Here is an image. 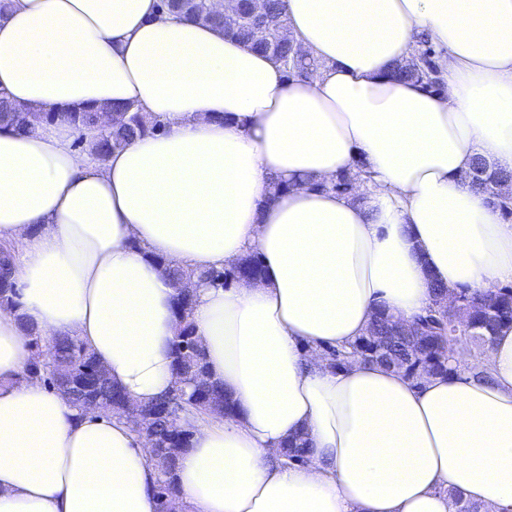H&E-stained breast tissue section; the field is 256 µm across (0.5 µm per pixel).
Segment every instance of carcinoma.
Segmentation results:
<instances>
[{"label":"carcinoma","instance_id":"cac0c4a2","mask_svg":"<svg viewBox=\"0 0 512 512\" xmlns=\"http://www.w3.org/2000/svg\"><path fill=\"white\" fill-rule=\"evenodd\" d=\"M240 18L225 23L224 17L214 15L209 9V0H160L159 8L165 13L179 14L195 21L214 25L234 36L250 49L268 53L275 57L290 77H308L318 69V61L308 55H298L293 45L278 37L277 31L288 26L286 0H238ZM264 28L267 36L260 39L256 30ZM420 49L415 62L396 67L394 76L405 81L418 82L439 91L442 89L438 54L426 36L419 38ZM25 105L0 97V126L8 127L18 134L31 130L25 122ZM49 122H64L79 132L78 142L90 147L98 159H105L114 150L122 149L136 139L158 132L160 121L144 122L138 110L112 105H86L64 108L47 113ZM465 181L483 193L490 203H495L492 193L494 182L512 180V172L491 169L480 157L475 158L472 168L465 173ZM164 275L175 289L174 304L182 330L172 344L173 370L186 382L180 395L166 394L155 402L143 406L152 416L150 430L156 447L149 449L159 481V492L178 493L176 474L179 455L168 451V445L179 420L190 411L204 415L230 414L234 403L224 387L211 380L208 374L205 349L195 334L190 319L194 296L177 290L178 284L187 276L198 282L219 287L232 279L233 274L262 275V266L257 256L247 255L233 269L196 271L188 267L170 266L160 261ZM461 300L476 310L475 318L489 320L481 331L462 330L452 315L440 313L437 322L430 324L427 316L418 318L424 328L421 336H407L398 330L394 315L384 306L376 309L372 324L378 338L368 343L365 337L357 338L345 349H333L330 364L340 367L348 357H356L379 367L397 371L416 384L429 376H450L461 371L460 359L473 351L489 348L495 333L512 327V287L487 291H459ZM17 286L12 280L9 261L0 263V309L14 310ZM30 338L31 357L25 368L24 378L37 379L54 391L65 396L71 405L82 408L88 399L97 402L106 415H118L114 396L122 390L110 381L107 373H99L101 363L80 339L60 336L44 340L36 329L23 326ZM311 448L307 435L298 434L285 442L284 457L289 462H298L309 457Z\"/></svg>","mask_w":512,"mask_h":512}]
</instances>
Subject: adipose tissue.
<instances>
[{
	"instance_id": "adipose-tissue-1",
	"label": "adipose tissue",
	"mask_w": 512,
	"mask_h": 512,
	"mask_svg": "<svg viewBox=\"0 0 512 512\" xmlns=\"http://www.w3.org/2000/svg\"><path fill=\"white\" fill-rule=\"evenodd\" d=\"M159 0H11L0 94L38 112L132 103L161 131L105 161L75 130L0 128V512H157L158 474L123 417L24 377V326L86 343L135 405L175 386L161 261L260 281L198 287L192 313L233 417L183 418L181 512H512V328L460 375L415 384L325 347L377 306L411 321L448 290L512 284V224L462 176L512 170V0H287L320 67L288 77ZM430 35L444 88L391 78ZM360 172L352 193L332 190ZM287 181L275 191L273 179ZM312 452L285 463L287 438ZM10 260H5L0 266V309L13 311L17 305V286L12 280Z\"/></svg>"
}]
</instances>
